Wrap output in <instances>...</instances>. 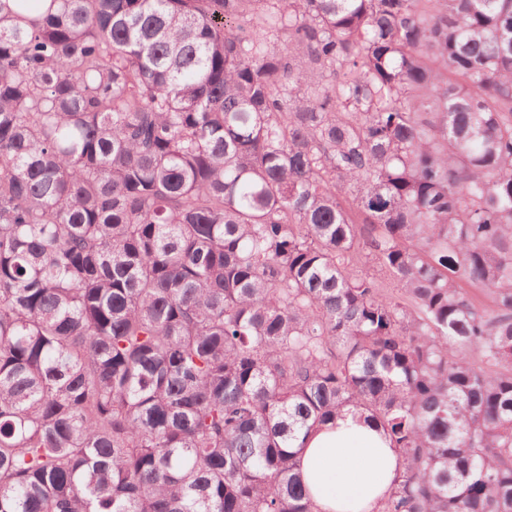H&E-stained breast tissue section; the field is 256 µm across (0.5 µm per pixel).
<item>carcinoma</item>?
Returning a JSON list of instances; mask_svg holds the SVG:
<instances>
[{"mask_svg":"<svg viewBox=\"0 0 512 512\" xmlns=\"http://www.w3.org/2000/svg\"><path fill=\"white\" fill-rule=\"evenodd\" d=\"M345 408L512 512V0H0V512H316Z\"/></svg>","mask_w":512,"mask_h":512,"instance_id":"carcinoma-1","label":"carcinoma"}]
</instances>
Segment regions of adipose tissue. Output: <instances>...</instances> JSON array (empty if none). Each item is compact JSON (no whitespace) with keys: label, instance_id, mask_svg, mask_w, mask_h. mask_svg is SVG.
Instances as JSON below:
<instances>
[{"label":"adipose tissue","instance_id":"1","mask_svg":"<svg viewBox=\"0 0 512 512\" xmlns=\"http://www.w3.org/2000/svg\"><path fill=\"white\" fill-rule=\"evenodd\" d=\"M401 464L380 426L348 409L312 430L298 455L318 512H372L391 491Z\"/></svg>","mask_w":512,"mask_h":512}]
</instances>
